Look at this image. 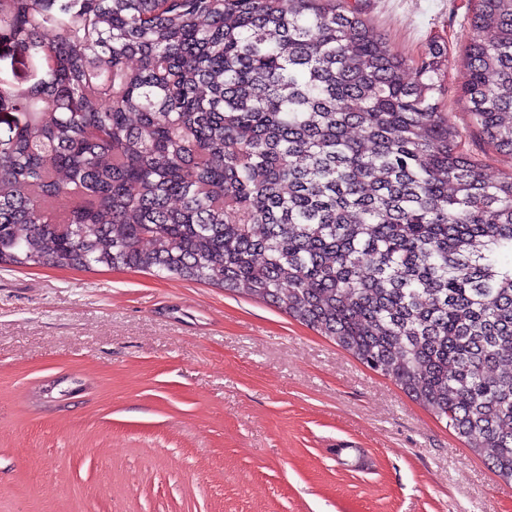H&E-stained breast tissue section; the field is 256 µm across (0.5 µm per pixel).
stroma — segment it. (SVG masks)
<instances>
[{
	"label": "stroma",
	"mask_w": 512,
	"mask_h": 512,
	"mask_svg": "<svg viewBox=\"0 0 512 512\" xmlns=\"http://www.w3.org/2000/svg\"><path fill=\"white\" fill-rule=\"evenodd\" d=\"M406 57L471 0H360ZM0 512H512L503 481L389 378L264 302L145 272L0 269Z\"/></svg>",
	"instance_id": "35a3bbf8"
}]
</instances>
